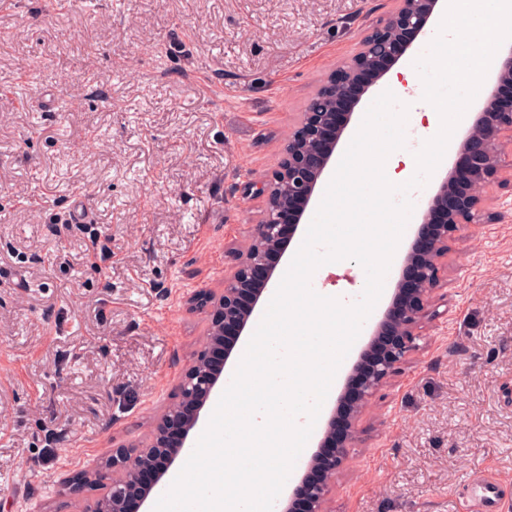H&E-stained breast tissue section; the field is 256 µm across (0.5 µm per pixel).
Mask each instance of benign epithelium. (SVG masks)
Masks as SVG:
<instances>
[{"instance_id":"obj_1","label":"benign epithelium","mask_w":512,"mask_h":512,"mask_svg":"<svg viewBox=\"0 0 512 512\" xmlns=\"http://www.w3.org/2000/svg\"><path fill=\"white\" fill-rule=\"evenodd\" d=\"M439 2L419 0L417 7L408 9L406 0H399L398 7L364 37L362 50L328 74L319 86L320 97L310 100L301 113L297 129L288 138L294 144L288 152V166L274 172L267 191V197L276 195L286 203L273 211L265 209L263 219L253 226L238 252L237 267L224 277V288L219 295L209 297L212 307L204 345L185 372L179 399L156 420L150 443L112 454V512H139L163 488L171 469L167 448L171 433L177 432L181 445H186L199 425L202 410L224 382V365L212 364L211 351L223 343L228 326L244 329L254 314V309L240 306L242 293L250 290L259 300L268 289L275 273L268 258L284 251L285 227L301 226L356 107L386 75L387 70H378L376 65L385 60L396 63L405 56L410 46L403 43V35L426 34ZM505 85H512V45L459 145L457 155L468 157L469 162L461 170L451 167L428 199L422 224L403 258L393 300L372 330L365 352L376 348L390 328L398 332V339L380 355L370 360L361 356L352 365L318 448L306 462V472L318 470L321 478L305 484V512H328L331 488L358 440L361 413L417 350L416 329L440 287L439 273L448 254V231L455 232L469 223L472 210L481 201V190L502 170H512L505 153L512 146V108L494 111Z\"/></svg>"}]
</instances>
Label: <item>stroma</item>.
<instances>
[{
  "mask_svg": "<svg viewBox=\"0 0 512 512\" xmlns=\"http://www.w3.org/2000/svg\"><path fill=\"white\" fill-rule=\"evenodd\" d=\"M396 6L0 0V512H83L103 493L83 477L148 441L205 341L194 295L223 288L310 98ZM485 196L330 512H460L484 471L512 490V187ZM365 284L352 260L311 279Z\"/></svg>",
  "mask_w": 512,
  "mask_h": 512,
  "instance_id": "35a3bbf8",
  "label": "stroma"
}]
</instances>
